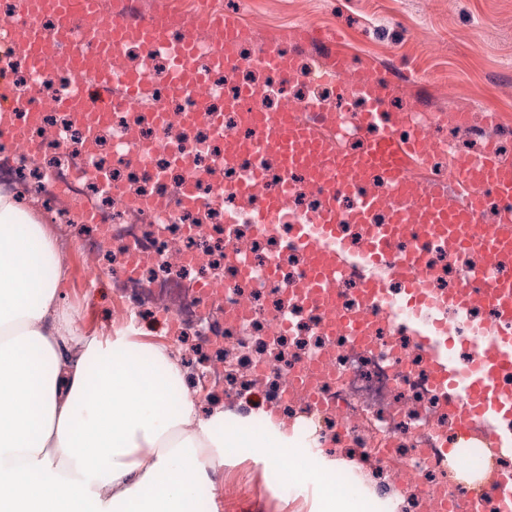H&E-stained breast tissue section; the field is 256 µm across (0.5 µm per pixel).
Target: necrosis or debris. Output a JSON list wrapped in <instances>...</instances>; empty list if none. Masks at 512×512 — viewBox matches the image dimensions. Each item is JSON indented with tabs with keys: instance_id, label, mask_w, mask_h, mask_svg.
Returning a JSON list of instances; mask_svg holds the SVG:
<instances>
[{
	"instance_id": "obj_1",
	"label": "necrosis or debris",
	"mask_w": 512,
	"mask_h": 512,
	"mask_svg": "<svg viewBox=\"0 0 512 512\" xmlns=\"http://www.w3.org/2000/svg\"><path fill=\"white\" fill-rule=\"evenodd\" d=\"M39 25L48 37L44 71L31 70L23 52L0 40V72L13 77L16 118L24 128L20 140L0 131V190L30 185L54 224L87 213L96 228L80 243L87 281L94 286L110 276L116 292L129 297L122 323L134 329L151 318L199 344L221 346L202 375L216 385L233 381L231 393L243 401L253 400L258 386L274 385L283 393V410L300 419L308 440L330 437L334 425H367L346 445L373 462L386 495L403 492L418 506L433 494L472 512H501L495 496L457 478L438 458L437 449L455 440L456 413L445 407L394 313L375 317L369 339L328 335L329 316L293 292L304 271L302 253L252 223L251 202L236 193V170L216 168L220 135L189 116L195 103H203L206 111L223 113L225 131L234 132L238 116L225 103L240 87H262L260 107L278 110L292 97L291 85L255 68L246 76L211 68L215 44L205 38L194 63L209 79L181 93L166 84V58L149 42H131L116 51V62L145 74L174 128L150 124L135 103L101 122L94 111L63 107L68 61L55 51L58 21L45 16ZM407 120L427 134L428 182L448 185L457 144L431 130L468 132L472 123L449 120L444 112H412ZM187 181L207 207L152 208L153 200ZM237 246L250 259L251 275L229 257ZM423 259L435 272L429 285L439 293L455 286L451 267L481 262L476 254L451 260L436 243L424 247ZM270 263L276 278L256 286ZM320 357L327 373L318 383L319 402L291 382Z\"/></svg>"
}]
</instances>
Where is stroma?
Returning a JSON list of instances; mask_svg holds the SVG:
<instances>
[{
  "mask_svg": "<svg viewBox=\"0 0 512 512\" xmlns=\"http://www.w3.org/2000/svg\"><path fill=\"white\" fill-rule=\"evenodd\" d=\"M242 19L253 43L273 36L292 40L296 26L342 32L364 59L382 62L377 77L400 82L395 105L423 112H500L512 127V0H240ZM90 227H63L64 292L88 334L119 331L122 300L110 278L85 285L84 258L78 243ZM267 469L251 454L224 455V492L219 512H320L312 484L298 483L287 497L270 492Z\"/></svg>",
  "mask_w": 512,
  "mask_h": 512,
  "instance_id": "1",
  "label": "stroma"
}]
</instances>
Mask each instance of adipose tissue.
I'll list each match as a JSON object with an SVG mask.
<instances>
[{
	"instance_id": "1",
	"label": "adipose tissue",
	"mask_w": 512,
	"mask_h": 512,
	"mask_svg": "<svg viewBox=\"0 0 512 512\" xmlns=\"http://www.w3.org/2000/svg\"><path fill=\"white\" fill-rule=\"evenodd\" d=\"M65 278L34 210L0 194V512H198L228 448L289 481L316 479L321 512H367L335 480L366 459L303 464L295 437L249 430L222 399L202 400L166 347L85 334L60 300Z\"/></svg>"
}]
</instances>
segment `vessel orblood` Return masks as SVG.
<instances>
[{"instance_id": "b4317fda", "label": "vessel or blood", "mask_w": 512, "mask_h": 512, "mask_svg": "<svg viewBox=\"0 0 512 512\" xmlns=\"http://www.w3.org/2000/svg\"><path fill=\"white\" fill-rule=\"evenodd\" d=\"M31 19L28 27L6 30L13 44L30 65H46L44 41L37 18L43 10L57 14L61 34L59 45L65 55L86 63L88 72L70 86L64 101L73 107L87 98L100 99L105 107L117 108L135 102L145 105L146 117L162 124L160 106L149 102V86L143 76L113 65L112 56L126 41L139 38L152 42L169 55L170 88L183 90L206 81L193 58L202 35H209L219 47L224 71H235L243 63L259 67L281 81L294 73V55L284 52L278 38L258 45L249 61H242L236 46L248 29L232 13L221 17L208 11L188 20H173L169 13L153 11L133 14L131 8L113 13L108 37H101L96 18V0H86L82 23L73 20L74 0H21ZM325 75L336 85L339 97L362 99L365 109L353 113L351 129L361 138L357 151L340 150L336 143L339 115L318 104L308 105L307 117L299 106L289 105L268 112L258 105L260 87L242 88L228 100V108L239 111L240 128L225 132L219 112H199L224 136L220 163L240 168L239 196L254 201L253 221L278 235L283 244L300 249L309 260L297 294L310 305L335 313L342 299L339 280L349 271L362 279V311L339 321L338 326L354 336L368 333L374 311L395 310L398 322L412 340L435 389L449 397L457 412L462 435H478L489 441L499 456H512V158L486 146L475 157L457 159L454 185L430 188L411 177L427 155L420 132L408 126L404 113L394 111L390 89L384 88L372 66L356 67L344 44L333 47L323 61ZM280 165L278 182H268L265 157ZM388 183L396 199L390 220L373 225L371 218L381 204L378 194L368 191L374 178ZM317 193V209L292 220L288 207L301 190ZM353 193L355 206L340 213L338 197ZM499 205L497 223H480L488 199ZM369 225L361 248H350L340 231L343 223ZM443 243L449 256L470 252L483 254L484 264L465 269L459 288L438 294L428 286L422 253L415 243L421 239ZM403 285L400 297L385 288L388 276ZM493 309L497 322L489 327L473 321L476 306ZM471 356L457 357L461 347Z\"/></svg>"}]
</instances>
